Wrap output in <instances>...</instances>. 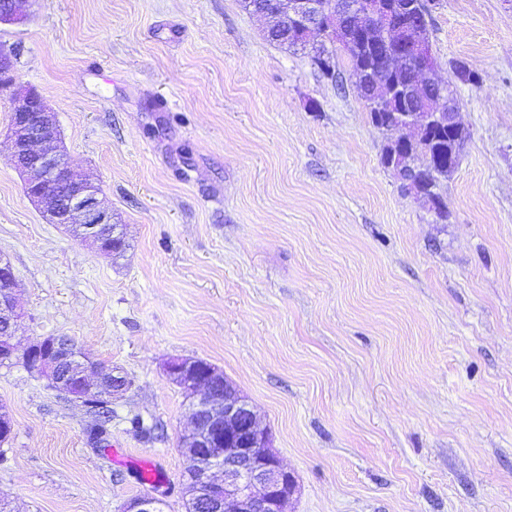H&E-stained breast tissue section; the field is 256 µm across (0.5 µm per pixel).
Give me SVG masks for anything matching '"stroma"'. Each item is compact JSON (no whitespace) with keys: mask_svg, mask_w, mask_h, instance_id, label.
Segmentation results:
<instances>
[{"mask_svg":"<svg viewBox=\"0 0 512 512\" xmlns=\"http://www.w3.org/2000/svg\"><path fill=\"white\" fill-rule=\"evenodd\" d=\"M427 5L438 80L455 62L479 78L455 85L469 136L444 222L383 165L346 56L324 76L239 0H32L0 25L126 240L107 257L46 222L0 87L18 340L69 337L130 381L102 415L0 366L14 512H123L144 494L185 512L175 358L254 407L296 481L288 512H512V0Z\"/></svg>","mask_w":512,"mask_h":512,"instance_id":"obj_1","label":"stroma"}]
</instances>
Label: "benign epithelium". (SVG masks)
Segmentation results:
<instances>
[{
  "mask_svg": "<svg viewBox=\"0 0 512 512\" xmlns=\"http://www.w3.org/2000/svg\"><path fill=\"white\" fill-rule=\"evenodd\" d=\"M8 2V7L0 9V24H15L23 18L21 4L27 0ZM269 2L289 22L317 31L330 42L336 40L338 13L347 20L367 18L378 26L391 22L390 0H338L334 8L316 0ZM412 55L424 60L422 71L438 68L430 48L422 42L403 44L396 61L404 62ZM14 57L12 48L0 44V84L12 88L7 137L15 166L28 175L26 194L48 223L77 227L81 240L105 254L122 230L112 223V209L101 187L73 169L60 146L55 113L34 88L15 83ZM390 128H409L424 137L430 129L457 130L461 125L457 113L440 106L401 112ZM22 318L13 268L0 257V364L21 363L46 377L58 391L85 403L93 393L112 395L129 385L109 367H99L96 379H91L88 353L65 337L44 336L20 347L16 336ZM166 373L184 390L199 394L189 408L192 428L181 439L192 512H285L295 493L294 477L281 465L272 448V435L259 427L249 401L221 371L198 359H172ZM160 506L158 497L141 495L127 502L125 512H160Z\"/></svg>",
  "mask_w": 512,
  "mask_h": 512,
  "instance_id": "benign-epithelium-1",
  "label": "benign epithelium"
}]
</instances>
